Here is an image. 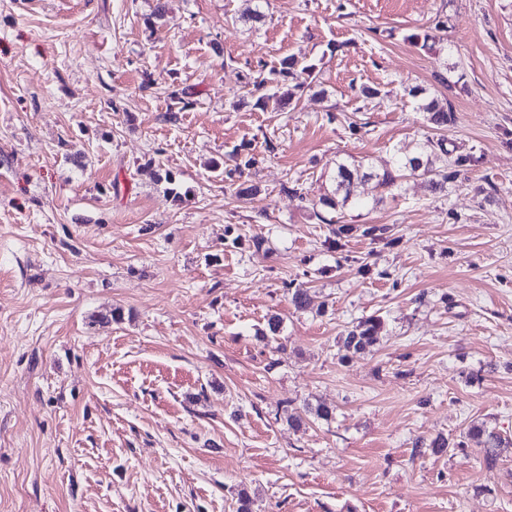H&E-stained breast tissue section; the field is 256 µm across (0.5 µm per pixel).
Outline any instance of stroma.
I'll list each match as a JSON object with an SVG mask.
<instances>
[{
	"label": "stroma",
	"mask_w": 512,
	"mask_h": 512,
	"mask_svg": "<svg viewBox=\"0 0 512 512\" xmlns=\"http://www.w3.org/2000/svg\"><path fill=\"white\" fill-rule=\"evenodd\" d=\"M155 4L0 0V512H512V0ZM414 87L446 190L313 209L434 137ZM418 110L426 114L427 121L437 128L448 127L454 123V111L450 103L445 105L435 97H422ZM381 326L382 322L379 317H369L362 320L357 329L349 332L345 337V346L355 352L364 351L376 341Z\"/></svg>",
	"instance_id": "35a3bbf8"
}]
</instances>
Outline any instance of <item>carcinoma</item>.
Masks as SVG:
<instances>
[{
    "label": "carcinoma",
    "mask_w": 512,
    "mask_h": 512,
    "mask_svg": "<svg viewBox=\"0 0 512 512\" xmlns=\"http://www.w3.org/2000/svg\"><path fill=\"white\" fill-rule=\"evenodd\" d=\"M296 69L302 74L312 75V67L302 66L298 60L288 58L283 61L281 70H273L255 81V87L259 88L269 81H274L278 76L286 77ZM418 110L425 113L427 121L437 128L446 127L455 121L452 106L442 103L435 97L421 98ZM446 156H448V149L444 147L443 142L439 141L434 145L428 141L415 144L399 161L398 166L392 169L385 168L381 171L362 173L359 168L338 161L336 162V198L324 197L320 202L331 207L346 205L352 196L355 181L366 177L376 178L378 186L387 193L398 188L401 181L409 176L426 180L434 192L441 191L453 176V173L448 171ZM381 326L382 322L378 317L362 320L357 329L349 332L345 337V346L356 352L365 350L376 341ZM470 436L482 442L485 463L489 466L494 464L498 457L497 436L480 427L473 428Z\"/></svg>",
    "instance_id": "carcinoma-1"
}]
</instances>
